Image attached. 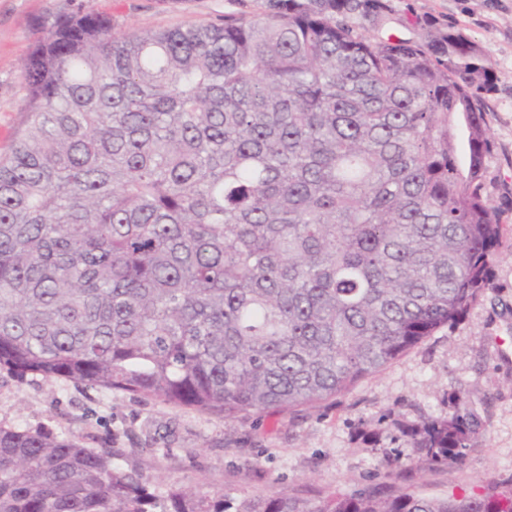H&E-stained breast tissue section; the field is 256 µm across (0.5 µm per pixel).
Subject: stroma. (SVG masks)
<instances>
[{"label":"stroma","instance_id":"35a3bbf8","mask_svg":"<svg viewBox=\"0 0 512 512\" xmlns=\"http://www.w3.org/2000/svg\"><path fill=\"white\" fill-rule=\"evenodd\" d=\"M264 0H0V156L24 126L23 60L57 16L111 17L115 32L222 24ZM395 33L427 37L428 22L467 36L485 54L494 89L484 97L492 152L483 195L502 233L489 284L456 323L352 390L294 412L234 420L81 384L0 368V426L49 428L80 445L112 449L152 492L185 487L229 499L285 490L302 498L396 484L443 498L512 476V0H389ZM479 420L464 465L419 467L395 425L453 413L451 391Z\"/></svg>","mask_w":512,"mask_h":512}]
</instances>
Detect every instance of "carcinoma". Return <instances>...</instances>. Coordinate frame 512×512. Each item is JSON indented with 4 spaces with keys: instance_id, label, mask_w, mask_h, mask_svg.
<instances>
[{
    "instance_id": "carcinoma-1",
    "label": "carcinoma",
    "mask_w": 512,
    "mask_h": 512,
    "mask_svg": "<svg viewBox=\"0 0 512 512\" xmlns=\"http://www.w3.org/2000/svg\"><path fill=\"white\" fill-rule=\"evenodd\" d=\"M388 11L269 0L128 33L55 18L0 159V365L231 420L321 404L459 320L501 235L482 193L492 75L458 31L367 36ZM477 427L399 424L427 466L463 461ZM0 512H512V478L234 505L0 427Z\"/></svg>"
}]
</instances>
